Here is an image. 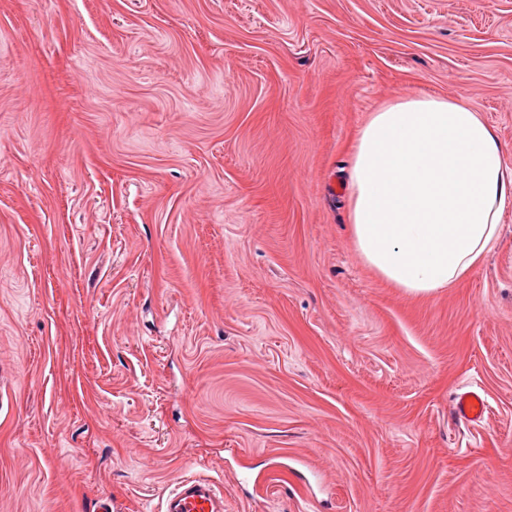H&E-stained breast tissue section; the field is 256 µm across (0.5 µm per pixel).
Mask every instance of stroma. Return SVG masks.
<instances>
[{
  "mask_svg": "<svg viewBox=\"0 0 512 512\" xmlns=\"http://www.w3.org/2000/svg\"><path fill=\"white\" fill-rule=\"evenodd\" d=\"M405 90L512 165V0H0V512H512V208L430 298L349 232ZM489 405L483 390L477 385H470L455 397L453 414L469 425L484 421ZM224 492L207 477L186 476L162 501L161 512H224Z\"/></svg>",
  "mask_w": 512,
  "mask_h": 512,
  "instance_id": "stroma-1",
  "label": "stroma"
}]
</instances>
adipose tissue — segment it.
I'll return each instance as SVG.
<instances>
[{
  "mask_svg": "<svg viewBox=\"0 0 512 512\" xmlns=\"http://www.w3.org/2000/svg\"><path fill=\"white\" fill-rule=\"evenodd\" d=\"M347 193L363 263L426 297L466 280L497 241L512 167L481 112L408 90L359 128Z\"/></svg>",
  "mask_w": 512,
  "mask_h": 512,
  "instance_id": "obj_1",
  "label": "adipose tissue"
}]
</instances>
